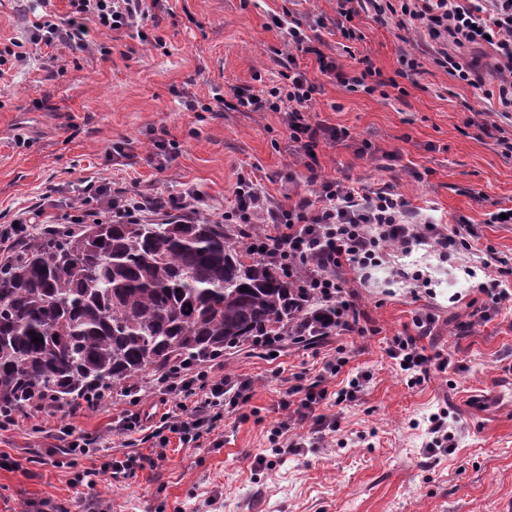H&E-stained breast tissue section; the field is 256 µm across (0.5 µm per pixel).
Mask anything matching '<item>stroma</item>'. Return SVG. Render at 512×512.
Here are the masks:
<instances>
[{
  "instance_id": "1",
  "label": "stroma",
  "mask_w": 512,
  "mask_h": 512,
  "mask_svg": "<svg viewBox=\"0 0 512 512\" xmlns=\"http://www.w3.org/2000/svg\"><path fill=\"white\" fill-rule=\"evenodd\" d=\"M290 11L312 27L321 50L357 72L370 57L399 86L387 94L350 92L320 74L314 56L290 51L276 16ZM353 20L361 38L343 50L337 0H160L142 33L104 31L111 47L96 53L56 52V76L38 62L0 76V225L26 218L44 200L63 218L83 186L109 182L114 190L175 200L196 194L197 218L220 221L236 205L240 172L253 173L272 205L318 191L305 159L288 135L286 116L265 110L218 108L233 91L257 93L282 84L290 62L320 85L313 120L345 130L321 141L318 175L349 178L360 190L393 187L423 216L441 225L459 216L475 224L481 245L512 257V224L486 215L512 207V157H504L485 130L499 111L497 98L436 67L418 37L398 30L361 0ZM162 36L156 45L154 36ZM417 71L400 75L403 55ZM198 104L190 111L186 102ZM432 277L429 289L392 283L387 269L348 288L367 317L362 336L331 335L310 345L285 343L278 355L245 349L227 356L224 372L252 384L243 413L224 416L221 446L212 438L186 448L171 440L156 470L128 477L103 474L94 488L73 486L75 472L111 458L149 453L144 433L113 432L121 404L82 412L73 424L97 441L89 456L45 461L46 412L23 417L0 432V452L19 466L0 469V512H33L42 498L68 512H494L512 497V310L481 321L479 258L441 262L431 248L409 258ZM433 314L421 341L427 353L449 354L447 372L421 385L408 381L386 348L414 333L413 319ZM347 358L332 383L368 374L358 398L326 399L321 413L341 430L317 447L277 456L270 433L284 417L281 401L294 373L314 376L323 357ZM453 403V453H429L426 420ZM272 465L258 468V457Z\"/></svg>"
}]
</instances>
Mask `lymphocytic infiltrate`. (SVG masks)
I'll return each mask as SVG.
<instances>
[{"label":"lymphocytic infiltrate","mask_w":512,"mask_h":512,"mask_svg":"<svg viewBox=\"0 0 512 512\" xmlns=\"http://www.w3.org/2000/svg\"><path fill=\"white\" fill-rule=\"evenodd\" d=\"M51 0H40L45 11L33 23L25 39H10L0 47V67H22L40 62L45 71H52L54 48L63 46L72 51L110 55L111 49L96 40L102 30L131 29L137 19L148 18L146 0H68L70 11L60 18L49 13ZM377 14L396 10L398 26L413 31L431 49L433 62L458 80L481 88L482 79L474 64L460 55L468 44L490 43L495 54L498 83L494 90L503 112H512V0H368ZM288 44L291 48L315 55L321 74L333 77L351 92L374 93L384 87H396L392 78H384L381 69L371 60H364L360 72L344 71L335 58L326 56L305 34L302 23L288 21ZM314 78L298 67H290L284 85L258 94L233 92L224 100L232 111L286 112L291 140L298 144L310 180L320 183L315 194H301L285 206L265 204L262 186L250 176L239 175L235 194L237 207L223 213L228 224H260L263 232L257 240L267 244L271 258L288 272L295 287L332 303L336 308V332L340 335H365V314L354 292L346 287L343 269L349 268L368 278L372 269L387 268L392 279L425 288L429 278L421 271H407L393 264L396 256L411 254L419 246L432 245L441 258L447 259L473 249L477 233L466 217L442 226L422 222L409 202L394 189L385 187L363 193L354 186L336 179H319L316 150L321 141L335 140L339 131L321 121H313L309 106L318 93ZM85 203L67 215L69 224H96L101 219L112 222L139 223L145 214L170 208V201L143 194L122 195L112 191L110 183L89 184L84 188ZM482 264L489 269L487 279L478 290L483 296L480 318L487 321L496 316L504 301L512 299L503 286L505 276L512 275V258L499 256L492 247H485ZM415 331L407 336L393 337L387 353L406 367L412 384L429 380L432 372L447 371L450 360L442 354H426L420 346L421 337L430 335L434 317L429 313L415 316ZM345 359L340 355L323 358L312 382L302 374L288 379L282 402L288 414L272 432L273 451L278 455L299 453L306 439L323 440L336 432L338 423L319 414L318 405L326 399L329 384L339 374ZM154 400L152 410L140 407L143 397ZM130 410L122 412L114 429L125 434L144 429L148 422L156 427L151 437L150 453L124 455L104 463L100 468L75 473V485L93 488L99 474L127 476L135 471L157 467L166 458L171 439L188 446L201 437L217 433L225 412L237 411L250 399V385L232 380L205 368L178 364L169 372L153 377L142 390L128 392ZM307 428L304 438L294 437V430Z\"/></svg>","instance_id":"f902f5d3"}]
</instances>
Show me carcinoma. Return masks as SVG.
<instances>
[{"label": "carcinoma", "instance_id": "1", "mask_svg": "<svg viewBox=\"0 0 512 512\" xmlns=\"http://www.w3.org/2000/svg\"><path fill=\"white\" fill-rule=\"evenodd\" d=\"M333 313L232 224L36 228L0 264V407L70 406L264 336L313 343L336 331Z\"/></svg>", "mask_w": 512, "mask_h": 512}]
</instances>
